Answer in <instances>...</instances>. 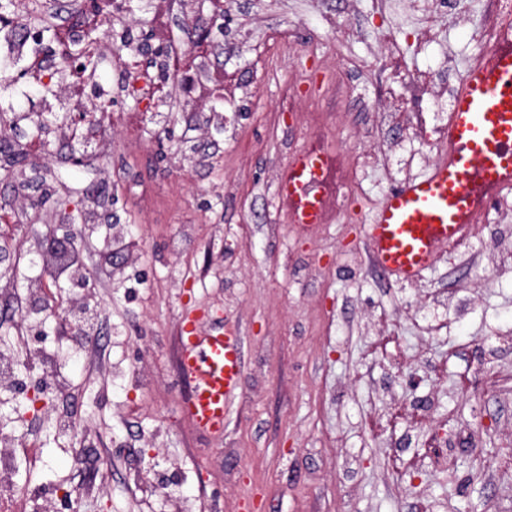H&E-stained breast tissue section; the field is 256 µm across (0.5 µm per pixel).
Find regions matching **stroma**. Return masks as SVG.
<instances>
[{
	"mask_svg": "<svg viewBox=\"0 0 512 512\" xmlns=\"http://www.w3.org/2000/svg\"><path fill=\"white\" fill-rule=\"evenodd\" d=\"M109 33H132L134 46L93 78L68 83L70 70L48 44L39 54L0 50V69L35 77L0 90V112L26 130L41 117L98 111L95 123L50 126L44 159L25 158L0 181V209L14 217L0 233L24 248L17 278L0 298V351L37 350L47 368L31 369L29 389L53 370L65 391L45 393L33 410L25 396L0 390V427L33 440L17 460L19 489H38L46 512H173L190 499L196 512H512V391L484 386L487 370L512 373V262L488 265L484 234L441 251L415 281L358 268L364 227L397 185L429 173L418 142L403 143L388 168L352 166L356 188L340 224L300 226L278 210L284 144L301 150L308 133L279 111L291 73L282 39L304 41L300 65L312 75L343 71L377 52L387 23L370 0H355L360 38L330 41L326 13L336 0H131ZM208 27V52L186 76L162 73L171 53L192 48L194 19ZM476 15L441 17V38L393 36L413 70L443 59L467 67L478 44ZM152 45L141 56L139 43ZM234 75L245 103L239 137L218 131L224 88ZM60 94L42 98L44 81ZM143 144L132 154L126 133ZM88 143L82 166L68 150ZM239 184L224 194L227 181ZM151 193L154 208L139 204ZM73 224L94 293L66 279L51 283L89 306L100 365L78 355L56 319L31 320V286L46 277L39 252L51 225ZM122 248L121 274L103 260ZM454 303L439 308L434 294ZM228 327L243 343V391L222 433L195 428L178 366L183 320ZM116 363L133 376L113 380ZM402 415H395V408ZM71 417L87 433L64 437L54 422ZM504 472L499 483L491 469ZM102 480L92 499L69 493Z\"/></svg>",
	"mask_w": 512,
	"mask_h": 512,
	"instance_id": "1",
	"label": "stroma"
}]
</instances>
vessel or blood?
<instances>
[{
  "label": "vessel or blood",
  "instance_id": "obj_1",
  "mask_svg": "<svg viewBox=\"0 0 512 512\" xmlns=\"http://www.w3.org/2000/svg\"><path fill=\"white\" fill-rule=\"evenodd\" d=\"M448 156L426 176L389 192L365 235L376 265L398 281L418 279L449 240L461 233L477 202L512 184V31L470 69L454 103L447 130ZM332 174L325 157L309 149L282 172L281 200L290 223L323 221L319 203ZM180 369L190 381L188 412L196 427L219 432L240 394L241 340L185 326Z\"/></svg>",
  "mask_w": 512,
  "mask_h": 512
}]
</instances>
